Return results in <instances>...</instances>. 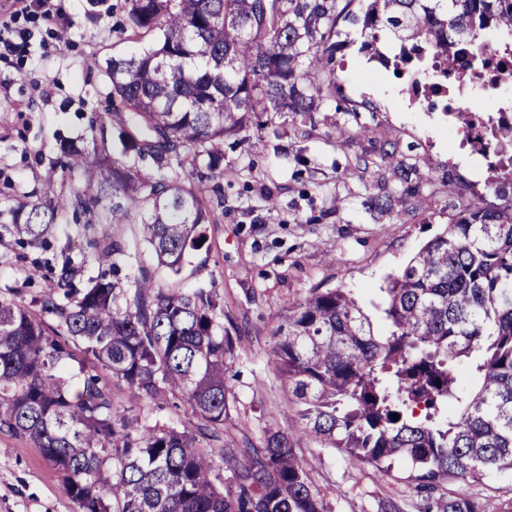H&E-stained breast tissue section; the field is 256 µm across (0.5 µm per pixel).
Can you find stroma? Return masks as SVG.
Here are the masks:
<instances>
[{"instance_id":"1","label":"stroma","mask_w":512,"mask_h":512,"mask_svg":"<svg viewBox=\"0 0 512 512\" xmlns=\"http://www.w3.org/2000/svg\"><path fill=\"white\" fill-rule=\"evenodd\" d=\"M125 0H47L46 8H22L0 0V36L13 51L0 53V225L9 223L19 199L53 184L80 188L84 175L62 177L61 142L89 136L92 117L103 112L110 90L105 60L131 50L121 27ZM348 43L336 53V96L312 120L257 132L248 128L224 144V219L206 227L203 250L190 254L179 278L193 287L215 283L224 300V327L235 340L230 381L231 416L224 438L249 436L262 444L267 430H287L298 409L282 384L270 350L279 317L314 288H346L356 296L375 333L388 329L387 276L404 266L422 245L451 223L476 192L487 171L481 158L462 165L459 138L447 122L408 103L397 80L381 65H369L357 28L340 23ZM357 112H348L349 104ZM375 128V138H344L354 123ZM265 146L255 149L257 137ZM395 143L415 171L412 190L396 193L391 213L374 210L383 186L367 187L355 169L359 156L378 158L382 142ZM277 197L266 206L267 192ZM133 224H75L61 221L48 248H20L0 238V296L31 301L72 259L80 281L97 276L95 257L114 240L127 244L119 277L132 287L140 269L161 285L169 271L139 243ZM79 250L69 251V242ZM41 276H32L34 266ZM113 406L134 426L166 424L194 428L188 403L169 397L164 408L133 400L111 373L89 363ZM295 451L308 464L314 485L330 512H424L420 493L403 461L378 473L340 448L300 438ZM443 496L480 502L485 512L512 507V475L479 481L452 479L438 487ZM0 512H76L55 468L26 438L0 430Z\"/></svg>"}]
</instances>
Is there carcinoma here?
I'll list each match as a JSON object with an SVG mask.
<instances>
[{
    "instance_id": "obj_1",
    "label": "carcinoma",
    "mask_w": 512,
    "mask_h": 512,
    "mask_svg": "<svg viewBox=\"0 0 512 512\" xmlns=\"http://www.w3.org/2000/svg\"><path fill=\"white\" fill-rule=\"evenodd\" d=\"M134 49L106 62V112L96 137L61 144L64 169L82 190L53 186L11 210L21 246L47 242L72 215L86 224H140V239L173 276L206 243L224 210L219 184L187 182L204 166L224 174V142L250 126L311 118L336 88L326 73L339 20L361 25L363 48L381 32L399 41L401 63L432 52L464 76L490 29L512 36V0H126ZM117 130L120 148L109 151ZM384 163L393 182L413 169L383 143L380 161L360 157L368 186ZM497 202L478 195L388 278L389 329L373 332L344 288L309 292L277 325L271 355L305 408L288 431L228 446V381L235 342L214 284L156 285L146 270L132 288L117 278L125 255L105 245L100 275L79 286L69 263L27 306L0 298V429L29 438L57 469L77 512H328L295 439L307 436L384 472L396 459L434 489L448 478L512 473V190L488 177ZM55 317L47 327L32 307ZM161 409L179 394L195 430L139 431L95 377L70 394L76 354ZM398 420L391 419L392 414ZM229 477H224V472ZM431 512H484L463 496Z\"/></svg>"
}]
</instances>
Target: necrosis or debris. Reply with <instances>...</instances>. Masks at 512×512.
I'll use <instances>...</instances> for the list:
<instances>
[{
  "instance_id": "1",
  "label": "necrosis or debris",
  "mask_w": 512,
  "mask_h": 512,
  "mask_svg": "<svg viewBox=\"0 0 512 512\" xmlns=\"http://www.w3.org/2000/svg\"><path fill=\"white\" fill-rule=\"evenodd\" d=\"M482 67L468 78L447 74L435 57H427L423 71L404 73V91L409 98L424 99L438 111L455 114L469 108V124L464 131L468 144L489 164L490 173L512 177V149L500 153L495 134L512 130V42L489 33L479 52Z\"/></svg>"
}]
</instances>
